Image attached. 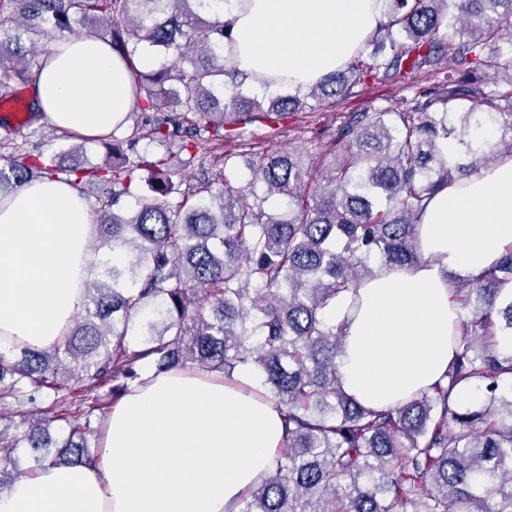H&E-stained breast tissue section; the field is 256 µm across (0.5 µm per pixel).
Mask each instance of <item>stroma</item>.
I'll return each mask as SVG.
<instances>
[{
  "label": "stroma",
  "mask_w": 512,
  "mask_h": 512,
  "mask_svg": "<svg viewBox=\"0 0 512 512\" xmlns=\"http://www.w3.org/2000/svg\"><path fill=\"white\" fill-rule=\"evenodd\" d=\"M429 78L418 74L407 80L390 78H365L354 85L349 96L338 100L335 106H323L315 111L296 112L279 121H263L248 125H231L224 131L223 144H207L204 152L186 167L189 183H196L202 168L211 167L231 155L234 162L250 161L257 156L278 150L290 151L303 165H310L314 152L329 145L341 116L367 107L396 108L402 100L413 97L416 90L428 86ZM147 115L130 113L119 136L131 161L147 156L159 158L176 154L178 144L159 145L143 138L141 129ZM47 156L63 157L65 164H104L107 152L103 145L75 136L58 138L51 127H22L16 132L0 130V156L9 155L15 149Z\"/></svg>",
  "instance_id": "obj_1"
}]
</instances>
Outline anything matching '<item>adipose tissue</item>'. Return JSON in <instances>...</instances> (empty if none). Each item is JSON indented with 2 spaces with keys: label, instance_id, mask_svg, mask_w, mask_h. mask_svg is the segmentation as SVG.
<instances>
[{
  "label": "adipose tissue",
  "instance_id": "obj_1",
  "mask_svg": "<svg viewBox=\"0 0 512 512\" xmlns=\"http://www.w3.org/2000/svg\"><path fill=\"white\" fill-rule=\"evenodd\" d=\"M224 54L251 87L306 90L344 68L386 20V0H225ZM138 65L94 36L53 41L34 94L44 119L96 138L135 106ZM90 208L78 188L49 179L0 195V347L43 349L65 335L101 261L89 243ZM512 249V155L442 186L419 227L423 261L375 265L356 299L327 312L342 327L343 389L390 407L431 387L454 355L460 308L453 280L480 277ZM248 368L231 377L175 369L147 373L113 406L88 464H50L0 491V512H236L270 468L283 437L274 404Z\"/></svg>",
  "mask_w": 512,
  "mask_h": 512
}]
</instances>
